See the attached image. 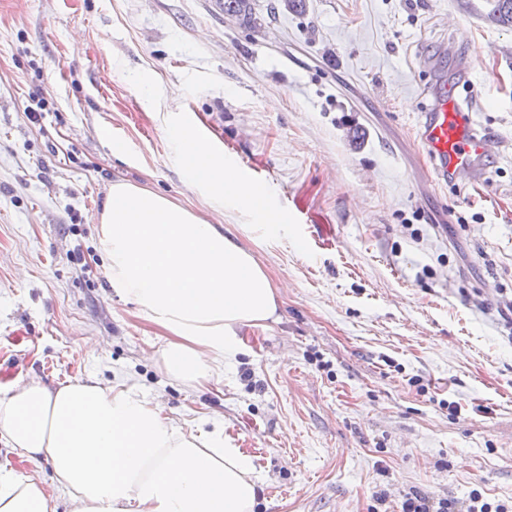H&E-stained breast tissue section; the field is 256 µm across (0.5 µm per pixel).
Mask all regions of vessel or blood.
<instances>
[{"label": "vessel or blood", "instance_id": "obj_1", "mask_svg": "<svg viewBox=\"0 0 512 512\" xmlns=\"http://www.w3.org/2000/svg\"><path fill=\"white\" fill-rule=\"evenodd\" d=\"M418 134L442 182L451 175L475 173L477 162L492 154L490 140L473 127L463 101L448 92L422 112Z\"/></svg>", "mask_w": 512, "mask_h": 512}]
</instances>
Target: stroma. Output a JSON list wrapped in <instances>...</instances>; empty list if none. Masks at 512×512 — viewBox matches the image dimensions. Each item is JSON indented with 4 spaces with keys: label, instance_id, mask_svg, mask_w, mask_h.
<instances>
[{
    "label": "stroma",
    "instance_id": "stroma-1",
    "mask_svg": "<svg viewBox=\"0 0 512 512\" xmlns=\"http://www.w3.org/2000/svg\"><path fill=\"white\" fill-rule=\"evenodd\" d=\"M278 2L252 29L215 0H0V384L128 379L254 448L257 512L510 506L512 29L484 0ZM443 87L498 144L482 183L436 182L420 144ZM184 120L260 183L267 212L231 230L280 293L202 390L147 357L163 338L109 288L94 222L129 179L223 223ZM470 501L472 504L466 506V510H464L462 506L459 508L457 506L458 503L454 500H434L433 498L415 492L406 496L402 503L401 512H492L491 504L487 502L482 503L478 510V505L476 504L481 501V495L479 493H474Z\"/></svg>",
    "mask_w": 512,
    "mask_h": 512
}]
</instances>
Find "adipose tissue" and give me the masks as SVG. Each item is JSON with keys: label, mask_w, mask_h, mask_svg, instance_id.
<instances>
[{"label": "adipose tissue", "mask_w": 512, "mask_h": 512, "mask_svg": "<svg viewBox=\"0 0 512 512\" xmlns=\"http://www.w3.org/2000/svg\"><path fill=\"white\" fill-rule=\"evenodd\" d=\"M207 198L258 213L264 199L195 128L180 141ZM108 281L163 338L153 360L189 387L218 382L241 351L243 329L276 321L263 266L221 224L174 199L114 181L95 217ZM21 462L48 459L49 479L0 470V512H254L249 458L221 433H186L135 386L78 379L0 386V439Z\"/></svg>", "instance_id": "obj_1"}]
</instances>
